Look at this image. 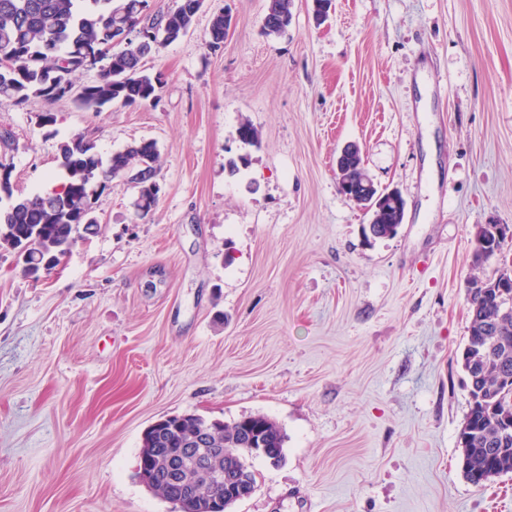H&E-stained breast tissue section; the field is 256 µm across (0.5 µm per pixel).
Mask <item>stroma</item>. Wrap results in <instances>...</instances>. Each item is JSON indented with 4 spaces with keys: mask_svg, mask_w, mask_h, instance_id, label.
I'll return each instance as SVG.
<instances>
[{
    "mask_svg": "<svg viewBox=\"0 0 512 512\" xmlns=\"http://www.w3.org/2000/svg\"><path fill=\"white\" fill-rule=\"evenodd\" d=\"M267 4L204 0L144 61L157 104L0 102L14 195L53 192L78 135L155 141L161 187L142 220L113 179L51 274L0 250V512H177L136 471L188 413L286 435L233 512H512V473L474 486L458 446L475 228L512 227V0H333L320 25L294 0L280 35ZM349 143L405 201L393 237L338 189Z\"/></svg>",
    "mask_w": 512,
    "mask_h": 512,
    "instance_id": "stroma-1",
    "label": "stroma"
}]
</instances>
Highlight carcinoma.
<instances>
[{
	"label": "carcinoma",
	"instance_id": "cac0c4a2",
	"mask_svg": "<svg viewBox=\"0 0 512 512\" xmlns=\"http://www.w3.org/2000/svg\"><path fill=\"white\" fill-rule=\"evenodd\" d=\"M0 0V99L21 106L33 97L55 102L66 97L85 110L102 112L114 104L132 106L156 103L164 88L162 73H149L141 60L160 45L184 36L204 0H180L173 10L160 11L149 22L143 12L148 0ZM293 0H268L264 29L269 35L284 32L292 20ZM228 19L213 17L208 47L218 50L224 43ZM131 38L115 40L124 30ZM123 46L114 52L112 48ZM107 65L98 81L75 87L71 76L93 67L103 59ZM65 182L48 194L13 198L10 168L5 170L0 193L13 202L0 210V249L17 252L29 249L31 266L23 268L36 276L51 271L70 247L98 230L92 219L95 204L108 179L122 177L140 191L134 202L139 217L148 216L156 207L158 194L147 188L157 176L159 153L156 143L141 140L104 160L94 145L76 136L60 146ZM337 176L341 193L357 201L369 215L370 235L389 238L402 224L404 199L386 189L365 187L367 176L361 150L349 147L341 151ZM495 224H478L474 235L473 265L483 266L501 247ZM512 285V267L497 268L492 274L473 277L468 289L471 319L463 350V367L469 381V409L459 432L462 470L471 484L479 486L487 478L512 473V313L505 314L495 298L483 296L476 288ZM207 433L208 447L224 449V457L214 461L222 467L248 454L247 436L258 435L264 447L273 448L283 458L285 435L270 418L250 414L217 427L196 414H183L172 422L146 430L144 448H182L184 441Z\"/></svg>",
	"mask_w": 512,
	"mask_h": 512
}]
</instances>
